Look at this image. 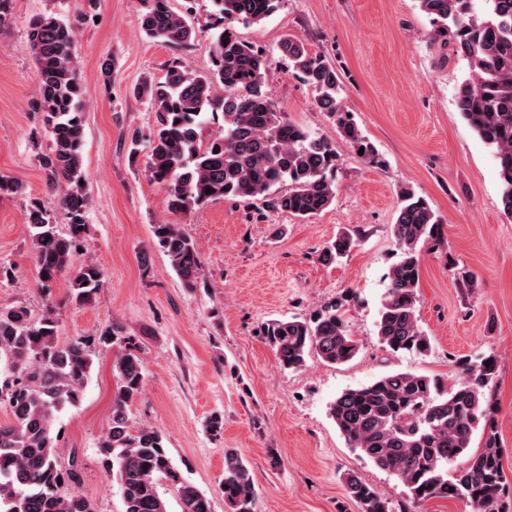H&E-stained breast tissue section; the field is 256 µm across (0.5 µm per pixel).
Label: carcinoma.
Returning <instances> with one entry per match:
<instances>
[{"label": "carcinoma", "mask_w": 512, "mask_h": 512, "mask_svg": "<svg viewBox=\"0 0 512 512\" xmlns=\"http://www.w3.org/2000/svg\"><path fill=\"white\" fill-rule=\"evenodd\" d=\"M280 0H213L219 31L213 36V68L203 74L177 60L162 80L143 79L135 95L154 115L147 162L150 178L167 191L173 213H189L226 198H259L266 211L308 219L336 197L331 171L336 152L279 112L266 85L267 59L242 40L239 23L270 17ZM420 9L438 23L436 36L467 62L469 75L457 89L459 112L489 147L502 182L501 203L512 216V0H419ZM143 31L155 40L187 45L194 31L168 0H151L141 16ZM39 73L40 93L32 108L43 114L49 152L39 156L52 184L67 185L59 204L70 215L69 233L57 230L41 204L27 214L30 244L41 288L48 291L68 278L66 297L79 307L92 305L104 283L93 259L77 264L89 198L80 182L83 170L82 119L86 91L79 76L75 32L55 15L36 18L29 33ZM293 68L317 91V104L335 123L339 136L370 164L382 163L375 145L347 111L336 67L304 42L281 43ZM222 114L218 130L204 135L208 115ZM288 188H281L282 184ZM211 193H206V190ZM399 209L392 237L400 251L382 298L377 336L390 351L425 355L431 337L420 327L417 298L422 251L441 244V219L411 187L398 192ZM155 236L186 288L203 275L198 248L177 224L155 225ZM358 246L348 231L324 247L320 260L337 263ZM51 308L39 321L24 307H0V365L11 374L0 387L11 420L0 422V512H96L92 502L63 489L79 480L76 458L60 462L56 414L75 405L93 367L94 349L118 341L116 330L99 337L62 342ZM260 336L282 369L302 367L315 353L333 365L351 361L359 340L339 302L309 320L271 318ZM461 376L452 384L440 376L393 372L343 391L330 415L349 446L380 469L396 476L413 504L434 498L465 500L471 512H497L508 479L494 422L489 389L498 359L489 354L458 360ZM112 370L116 387L108 429L100 443L103 467L117 480L124 512H168L161 482L177 487L183 512H213L212 499L184 482L173 466L163 438L154 428L135 426L130 405L144 386L143 362L130 348L119 352ZM483 447L470 451L475 433ZM460 458L464 465L448 471ZM345 490L359 512H392L390 502L354 472L343 475ZM225 512H255L253 477L236 448L224 449Z\"/></svg>", "instance_id": "cac0c4a2"}]
</instances>
